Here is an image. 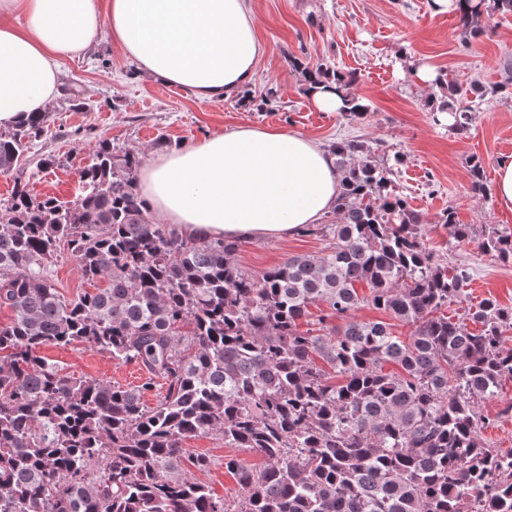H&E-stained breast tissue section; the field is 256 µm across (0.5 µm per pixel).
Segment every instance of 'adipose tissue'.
<instances>
[{"label": "adipose tissue", "instance_id": "obj_1", "mask_svg": "<svg viewBox=\"0 0 512 512\" xmlns=\"http://www.w3.org/2000/svg\"><path fill=\"white\" fill-rule=\"evenodd\" d=\"M104 33L149 79L202 101L251 85L265 52L248 0H0V127L47 111L62 61ZM335 161L301 135L236 128L156 155L139 188L188 232L285 238L335 207Z\"/></svg>", "mask_w": 512, "mask_h": 512}]
</instances>
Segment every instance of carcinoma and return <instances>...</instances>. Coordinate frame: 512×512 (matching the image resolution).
I'll return each mask as SVG.
<instances>
[{
    "label": "carcinoma",
    "mask_w": 512,
    "mask_h": 512,
    "mask_svg": "<svg viewBox=\"0 0 512 512\" xmlns=\"http://www.w3.org/2000/svg\"><path fill=\"white\" fill-rule=\"evenodd\" d=\"M464 2L466 35L512 12V0ZM306 75L351 84L320 65ZM342 100V111L367 114L358 97ZM448 115L468 133L469 108ZM48 119L0 128V172L21 167ZM333 153L340 222L319 228L332 246L261 272L238 264L242 239L155 220L137 186L139 153L110 139L96 141L73 201L15 182L0 202V309L12 312L0 325V512H512V452L482 441L479 414L512 381V308L488 298L466 310L476 332L448 317L470 267L434 259L427 225L389 191L393 171L370 148L351 140ZM471 177L473 196L485 195L477 158ZM439 223L457 242L471 238L451 210ZM479 248L512 259V233L490 224ZM65 253L106 287L64 298L51 267ZM365 304L410 336L358 320ZM73 343L146 378L127 388L77 379L40 354ZM159 380L165 393L148 407ZM209 434L264 459H224L231 497L195 477L210 458L183 465V441Z\"/></svg>",
    "instance_id": "1"
}]
</instances>
